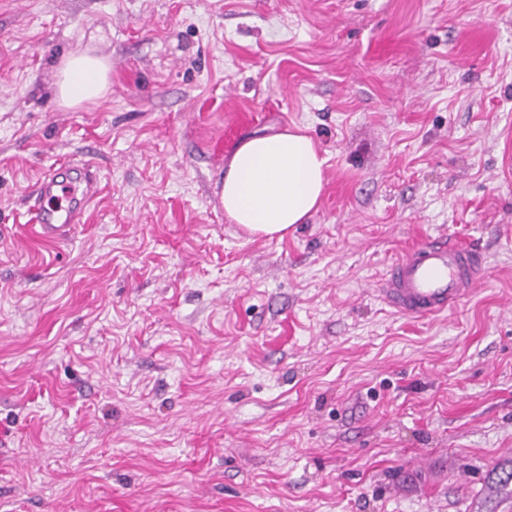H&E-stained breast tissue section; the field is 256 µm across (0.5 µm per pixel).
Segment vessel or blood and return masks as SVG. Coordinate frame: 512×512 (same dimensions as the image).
I'll return each mask as SVG.
<instances>
[{
    "label": "vessel or blood",
    "mask_w": 512,
    "mask_h": 512,
    "mask_svg": "<svg viewBox=\"0 0 512 512\" xmlns=\"http://www.w3.org/2000/svg\"><path fill=\"white\" fill-rule=\"evenodd\" d=\"M258 111L228 113L224 146L232 148ZM99 192L89 164L62 163L41 177L29 207L35 234L55 241L75 236L86 205ZM485 258L476 244L442 233L398 257L378 283V296L398 313L425 317L450 311L470 297L485 276Z\"/></svg>",
    "instance_id": "vessel-or-blood-1"
}]
</instances>
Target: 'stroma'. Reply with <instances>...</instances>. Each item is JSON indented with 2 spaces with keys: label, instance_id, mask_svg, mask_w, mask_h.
Listing matches in <instances>:
<instances>
[{
  "label": "stroma",
  "instance_id": "obj_1",
  "mask_svg": "<svg viewBox=\"0 0 512 512\" xmlns=\"http://www.w3.org/2000/svg\"><path fill=\"white\" fill-rule=\"evenodd\" d=\"M73 52L99 104L60 106ZM246 108L327 159L281 240L220 207ZM71 159L100 193L41 241ZM442 232L486 280L397 313L375 285ZM506 472L512 0H0V512H512ZM108 63L87 52L71 53L58 66L56 95L61 105L74 108L96 103L108 91ZM262 116L257 110L229 112L224 124V152L230 150L238 140L241 131L247 125L256 122ZM66 189V202L57 204ZM98 193L89 164L54 166L37 181L34 202L27 210L35 234L47 241L74 237L87 203Z\"/></svg>",
  "mask_w": 512,
  "mask_h": 512
}]
</instances>
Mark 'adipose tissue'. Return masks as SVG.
Here are the masks:
<instances>
[{
  "instance_id": "1",
  "label": "adipose tissue",
  "mask_w": 512,
  "mask_h": 512,
  "mask_svg": "<svg viewBox=\"0 0 512 512\" xmlns=\"http://www.w3.org/2000/svg\"><path fill=\"white\" fill-rule=\"evenodd\" d=\"M108 63L72 53L58 66L56 95L74 108L108 91ZM326 159L297 128L253 136L231 156L221 190L225 215L251 237L283 239L316 211L325 186Z\"/></svg>"
}]
</instances>
